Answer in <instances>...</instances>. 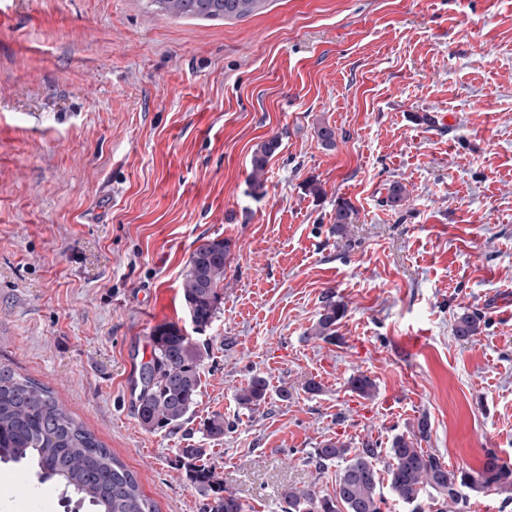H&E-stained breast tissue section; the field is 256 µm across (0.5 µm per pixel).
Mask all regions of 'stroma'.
<instances>
[{"label":"stroma","instance_id":"35a3bbf8","mask_svg":"<svg viewBox=\"0 0 512 512\" xmlns=\"http://www.w3.org/2000/svg\"><path fill=\"white\" fill-rule=\"evenodd\" d=\"M273 136L257 196L252 151ZM204 237L230 253L199 333L182 282ZM330 290L347 313L327 341ZM465 310L484 326L459 341ZM169 323L205 347L201 387L180 427L149 431L140 370ZM1 364L49 387L159 512H208L189 443L245 512L333 494L314 448H384L422 417L449 469L512 464V0H266L226 21L0 0ZM359 373L372 397L351 393ZM255 375L269 395L247 409ZM335 297L337 295L332 291L327 292L324 296L318 320L312 329L314 336L326 340L336 336L337 326L345 317L347 305ZM269 384L266 378L254 376L250 379L247 386L240 392L238 401L245 408L260 406L266 401Z\"/></svg>","mask_w":512,"mask_h":512}]
</instances>
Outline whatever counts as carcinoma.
<instances>
[{
    "mask_svg": "<svg viewBox=\"0 0 512 512\" xmlns=\"http://www.w3.org/2000/svg\"><path fill=\"white\" fill-rule=\"evenodd\" d=\"M266 0H149L159 15L199 19H239L254 14ZM280 148L276 137L262 141L250 159L249 187L254 195L265 189L270 159ZM407 197V189L393 181L386 202L395 207ZM351 202L336 203L334 224L342 235L354 222ZM230 251L224 238L200 240L190 255L182 289L183 299L195 330H206L217 317L222 300L221 283ZM347 305L332 291L326 293L313 335L322 339L336 336ZM481 332V317L464 311L454 323L453 334L466 341ZM200 348L175 324L157 326L152 332V358L141 371L142 389L137 414L148 429L177 425L186 419L201 386ZM351 391L369 398L374 382L364 374L348 380ZM269 384L254 376L240 392L238 401L246 408L266 401ZM429 424L423 417L408 434L393 437L390 447L380 448L367 440L353 448L343 441L328 440L314 449L318 468L333 463L339 467L336 491L316 497L308 491L290 489L284 495L283 512H383L384 497L379 492L382 479L379 459L389 457L385 474L397 501L424 512L421 500L431 491L442 497L450 512H465L468 502L459 488L512 490V465L489 450L481 471H451L444 459L420 448ZM206 450L192 444L180 449L186 477L212 496L210 512H243L238 498L224 489L215 470L201 463ZM27 468L41 483L61 489L71 505L68 512H158L140 490L133 472L119 461L83 424L58 401L50 388L0 366V464Z\"/></svg>",
    "mask_w": 512,
    "mask_h": 512,
    "instance_id": "obj_1",
    "label": "carcinoma"
}]
</instances>
